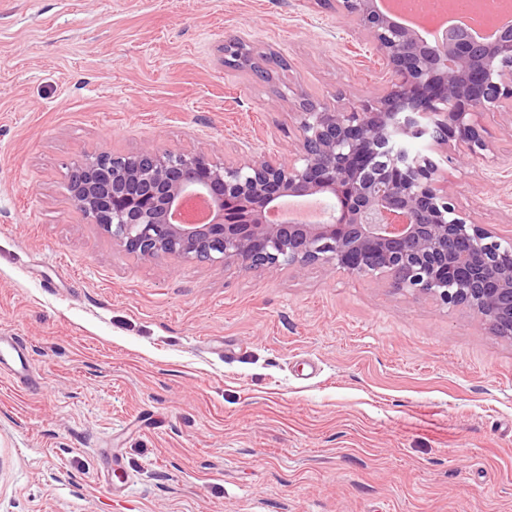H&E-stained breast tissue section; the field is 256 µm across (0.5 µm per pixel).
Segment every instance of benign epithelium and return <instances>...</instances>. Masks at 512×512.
Returning a JSON list of instances; mask_svg holds the SVG:
<instances>
[{
  "instance_id": "benign-epithelium-1",
  "label": "benign epithelium",
  "mask_w": 512,
  "mask_h": 512,
  "mask_svg": "<svg viewBox=\"0 0 512 512\" xmlns=\"http://www.w3.org/2000/svg\"><path fill=\"white\" fill-rule=\"evenodd\" d=\"M344 17L390 73L372 97L332 109L297 101L299 149L221 160L203 144L187 153L153 144L131 155L88 153L73 168L71 199L123 251L144 259L222 263L244 270L312 265L375 275L397 292L462 307L512 340V248L457 205L438 165L410 142L430 137L476 163L495 148L485 120L512 125V26L488 38L449 27L434 40L377 0H316ZM262 53L239 38L224 62L251 68ZM321 196L327 217L294 224L288 199ZM209 202L206 224H179L182 204Z\"/></svg>"
}]
</instances>
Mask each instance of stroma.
Instances as JSON below:
<instances>
[{"mask_svg":"<svg viewBox=\"0 0 512 512\" xmlns=\"http://www.w3.org/2000/svg\"><path fill=\"white\" fill-rule=\"evenodd\" d=\"M232 36L285 67L225 66ZM385 80L314 0H0V334L42 377L0 376V512H512L511 340L376 276L141 259L67 188L89 152L290 156L298 95ZM486 126L474 166L413 148L512 238Z\"/></svg>","mask_w":512,"mask_h":512,"instance_id":"obj_1","label":"stroma"}]
</instances>
